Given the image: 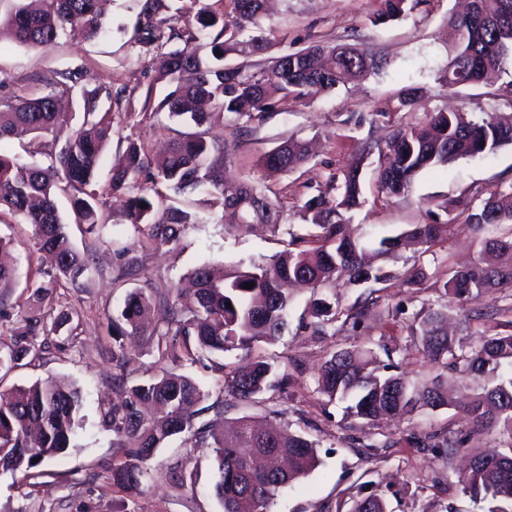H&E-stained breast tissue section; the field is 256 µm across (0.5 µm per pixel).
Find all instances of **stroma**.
I'll return each mask as SVG.
<instances>
[{
  "mask_svg": "<svg viewBox=\"0 0 512 512\" xmlns=\"http://www.w3.org/2000/svg\"><path fill=\"white\" fill-rule=\"evenodd\" d=\"M382 8L383 0H274L261 21L271 39V54L312 42L355 39L370 54L387 59V66L352 87L288 101L247 136L235 134L227 114L218 113L212 119L210 132L224 141L232 176L260 185L280 201L283 215L278 226L225 223L220 211L210 209L198 196L194 203L201 223L188 225L178 243L144 248L135 228L124 219L122 199L100 194V241L92 252L95 271L91 279L81 287H58L33 299L45 312L81 308L84 318L76 338L63 332L52 336L53 346L43 359L15 368L0 382L6 389L47 377L72 384L82 393L84 422L77 430L75 448L50 465L39 486L31 488L20 476L0 473V512H223L214 494L212 461L206 451L192 447L184 433L170 438L148 462L138 491L127 493L113 486L110 471L125 455L123 449L113 447L112 429L104 421L118 399L112 390V338L107 325L120 314L131 289L143 287L164 295L186 283L199 265L220 270L284 250L291 234L308 231L304 203L330 176L347 168L363 139L385 143L393 129L422 124L428 112L438 108L460 107L476 116L512 110V102L499 97L496 86L463 88L453 94L444 84L441 71L448 60V17L457 11V0H428L404 18L385 23L376 20ZM139 12V0H107L104 21L108 33L99 40L75 32L61 36L48 50L0 45V80L7 90L43 94L53 72L74 68L81 69L88 87L108 82L122 90L121 100L112 104V135L98 173L102 183L113 157L128 141L158 149L173 135L172 120L144 105L148 99L159 102L167 88L154 82L149 57L136 42ZM412 87L421 88V99L401 106ZM291 135L316 140L312 160L288 174L263 168L262 154L279 138ZM369 163L363 182L365 202L353 214V228L375 243L411 224L447 225V234L432 252L421 255L399 250L386 263L393 278L385 284L354 285L342 277L335 287L323 290L324 298L343 308L377 291L379 301L357 331L312 335L311 293L298 290L289 326L277 341L257 343L249 351L215 354L200 363L183 364L178 371L196 381L208 392L209 402L215 403L223 398L225 367L240 364L250 355L271 356L278 370H290L287 390L267 391L254 402L224 412L229 419L247 414L271 421L317 444L320 465L284 489L272 512H351L357 500L372 493L385 499L387 512H486L487 503L473 501L461 490V455L437 457L413 447L407 437L413 430L466 429L467 420L458 404L479 393L484 383L480 377L460 382L452 372L438 373L423 360L419 321L424 305L446 312L452 336L466 347L478 335L504 332L512 320L510 291L483 298V305L502 311L497 320L484 322L466 320V303L446 295L442 288L449 268L469 261L475 241L512 228L504 223L479 231L444 208L446 201L454 199L480 202L499 182L511 181L512 146L490 157L460 159L424 171L409 192L400 196L379 192L377 157H370ZM29 234L27 225L14 220L0 223V236L14 241L11 261L22 277L8 289L7 306L0 307L2 339L9 337L28 299L24 277L51 268L50 259L33 250ZM419 265L426 279L418 286L405 284V272ZM353 348L371 351L376 369L385 367L420 383L441 377L451 404L436 410L421 408L412 417L398 416L377 424L350 417L343 402L329 401L319 392L317 373L333 352ZM355 435L362 437V445L352 444ZM180 467L192 471L191 485L181 488L167 480V471Z\"/></svg>",
  "mask_w": 512,
  "mask_h": 512,
  "instance_id": "stroma-1",
  "label": "stroma"
}]
</instances>
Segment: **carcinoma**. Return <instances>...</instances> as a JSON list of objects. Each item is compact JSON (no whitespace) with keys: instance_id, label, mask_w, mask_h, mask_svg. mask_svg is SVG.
<instances>
[{"instance_id":"1","label":"carcinoma","mask_w":512,"mask_h":512,"mask_svg":"<svg viewBox=\"0 0 512 512\" xmlns=\"http://www.w3.org/2000/svg\"><path fill=\"white\" fill-rule=\"evenodd\" d=\"M203 0H143L138 30L146 36L138 42L155 48L150 60L154 81L169 88L156 112L181 121L191 131L172 140L168 150L154 156L144 144L129 142L110 168L107 191L126 196L124 216L142 234V245L167 244L179 239L190 224L202 223L189 197L203 193L210 206L238 214L241 224L281 223L278 201L255 184L224 176L223 146L207 137L210 113L201 109L205 101L233 116L236 132H252L251 123L270 111L311 93H328L359 81L384 68V62L366 54L353 43L310 44L291 53L264 59L259 66L245 61L270 48L262 34L261 19L266 0H229L231 11L200 7L194 19L202 31L213 30L211 42L197 43L186 31L185 47L162 51L163 39L181 37L169 26L187 14L184 2ZM411 1L384 0L381 20L398 19ZM473 11L450 18L461 37L449 52L443 79L448 89L477 87L488 76L505 72L512 59V0H478ZM79 27L89 39L104 31L99 0H12L0 15V43L8 40L23 46L48 50L67 28ZM244 61L233 64L226 57ZM81 80L76 70L56 72L51 90L30 97L12 92L0 101V142L17 132L34 135L33 154L42 153L43 138L52 136L51 163L46 166L21 163L0 154V215L9 213L31 227V240L39 251L56 259L48 281L27 279L33 294L62 284L79 285L92 271V244L81 252L73 244L63 221L58 198L70 202L75 224L85 233L96 234L97 173L105 144L112 130V109L101 108V100L112 101V87L103 84L81 90V125L67 133L60 125L59 100L75 90ZM512 145V113L486 112L476 118L457 108L438 110L422 125L398 129L388 143L389 153L376 175L382 192L400 196L416 176L426 169L447 166L458 159L489 157ZM266 152L262 166L275 173H289L310 159L309 143L282 137L273 151ZM374 153L370 141L362 143L342 177L332 176L325 189L304 204L307 223L318 229L308 238L293 237L290 248L266 261L237 265L217 278L206 264L192 271L195 289L176 291L152 299L141 288L129 291L120 317L112 321V365L122 369L127 355L121 337L151 332L157 337L159 359L173 363H195L207 353L225 352L253 342H272L287 325L293 297L282 288L292 280L317 294L338 275L350 282L383 284L393 274L376 266L377 257L387 258L403 244L426 252L448 232L446 224H414L397 237H384L378 246H367L351 229V213L364 204L363 166ZM166 203L157 214L154 199ZM452 209L461 210L464 221L478 228L512 221V182L499 185L478 206L459 200ZM252 283L254 287L245 288ZM446 293L466 301L512 288V232L483 239L474 262L463 269H448L443 285ZM231 306H226V303ZM377 299L367 295L348 309L346 320L356 329L364 311ZM317 319L314 332L326 334L337 319L336 309L323 299L311 301ZM80 318L75 308L54 315L29 305L22 324L13 329L10 342L0 344V372L9 373L25 359L35 360L46 345L35 342L41 334L58 332ZM447 314L427 308L422 318L425 330L422 355L433 367L473 378L503 365L509 371L497 375L466 407L472 427L466 431L410 432L416 448H431L437 454L453 455L463 449L473 432L501 428L508 435L500 462H489L476 454L459 482L475 501L489 503L487 512H512V333L477 337L475 348L466 351L442 330ZM272 364L262 355L245 367L224 373L227 401H252L271 386ZM317 384L329 400L349 402L347 410L356 418L376 422L395 414H412L421 407L436 409L448 404V393L439 380L417 385L400 375L382 376L367 368L355 350L335 352L319 368ZM112 387L124 391L123 400L112 406L107 421L114 434L113 445L125 449L126 460L112 467V484L137 489L144 468L156 451L172 436L186 433L193 447L205 449L216 469L214 490L224 512H270L283 488L315 469L320 459L316 444L304 436L261 428L249 416L237 420L233 433H224L221 411L208 421L196 422L197 406L208 394L189 377L163 369L149 379L131 384L122 374L112 376ZM82 395L76 387L53 378L29 386L12 388L0 401V470L24 474L32 485L46 472L41 466L73 447ZM352 512H386L379 495L357 501Z\"/></svg>"}]
</instances>
